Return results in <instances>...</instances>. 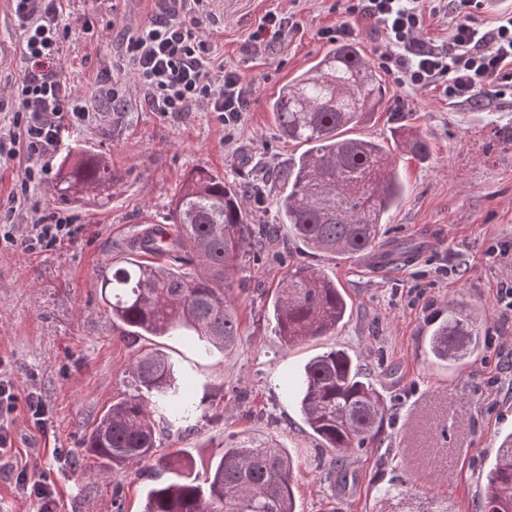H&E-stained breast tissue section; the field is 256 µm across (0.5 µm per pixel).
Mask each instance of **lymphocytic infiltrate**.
I'll list each match as a JSON object with an SVG mask.
<instances>
[{"mask_svg":"<svg viewBox=\"0 0 512 512\" xmlns=\"http://www.w3.org/2000/svg\"><path fill=\"white\" fill-rule=\"evenodd\" d=\"M12 2L30 68L17 91L14 128L0 132V167L26 157L21 180L26 194L48 174L45 158L60 126L84 125L90 110L59 72L70 36L59 0ZM448 2L455 22L443 45L428 44L419 36L425 11H441L437 4L424 7L423 0H336L342 21L320 30L318 38L331 44L349 40L355 35L354 22H366L381 35L379 65L399 89L435 90L452 106L489 104L512 85V12L489 23L479 16L483 0ZM203 14V0H171L163 15L127 33L117 55L153 111L178 114L202 108L219 113L225 125L233 126L248 109L250 86L239 71L219 61L210 41L202 39ZM298 29L293 16L267 12L246 49L254 55L269 53ZM74 233L66 217L51 212L33 222L20 241L27 250L47 251ZM16 402L13 381L0 365V474L15 478L38 512H58L55 488L33 479L28 470H16L4 458L13 446Z\"/></svg>","mask_w":512,"mask_h":512,"instance_id":"1","label":"lymphocytic infiltrate"}]
</instances>
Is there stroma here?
<instances>
[{"label": "stroma", "instance_id": "1", "mask_svg": "<svg viewBox=\"0 0 512 512\" xmlns=\"http://www.w3.org/2000/svg\"><path fill=\"white\" fill-rule=\"evenodd\" d=\"M336 0H208L212 20L201 27L226 66L252 88L240 123L225 128L214 112L153 111L136 87L119 109L97 93L102 69L117 63L127 25L156 14L154 0H67L71 37L60 72L90 106L92 118L65 133L106 155L120 178L112 196L90 202L55 200L54 175L12 215L16 237L40 215L70 216L75 237L41 253L0 245V359L18 398L40 393L49 408L46 433L14 414V451L32 473L55 486L60 512H140L149 486L145 463L101 472L84 439L112 401L132 394V349L113 322L97 285L99 274L124 255L141 228L170 220L172 201L189 172L208 167L234 188L287 166L303 145L280 135L268 103L295 75L328 49L316 33L339 23ZM294 15L299 32L273 53L246 52L249 35L266 12ZM11 0H0V127H9L14 92L28 71ZM382 107L350 129L353 137L391 143L398 125L416 128L431 146L421 161L397 154L408 192L384 226L386 239L421 237L426 248L389 274L360 258L308 249L278 221L274 192L248 201L256 220L275 227L265 256L237 274L231 288L241 340L226 352L203 353L184 337L154 347L184 365L207 413L196 432L159 426L160 452L187 451L196 473L207 470L228 435L274 434L294 461L297 512H322L332 490L322 475L330 461L305 425L293 393L308 360L333 348L349 352L381 391L386 416L380 439L347 460L344 512H376L380 486L394 482L421 502L447 500L452 512H481L482 480L502 438L512 433V359L492 339L512 336L499 312L501 289L512 288V93L489 111L449 105L433 90L399 94L383 76ZM332 278L350 314L328 335L284 344L268 313L289 262ZM455 308L475 320L477 355L460 366L434 364L422 337L434 312Z\"/></svg>", "mask_w": 512, "mask_h": 512}]
</instances>
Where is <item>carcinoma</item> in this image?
<instances>
[{"instance_id": "obj_1", "label": "carcinoma", "mask_w": 512, "mask_h": 512, "mask_svg": "<svg viewBox=\"0 0 512 512\" xmlns=\"http://www.w3.org/2000/svg\"><path fill=\"white\" fill-rule=\"evenodd\" d=\"M385 96L379 74L358 45L338 41L269 103L281 135L306 145L273 182L281 187L276 206L283 223L307 248L349 258L379 251L401 259L424 247L419 238L388 249L381 244L383 224L407 186L383 144L344 135ZM395 146L420 160L431 151L412 129L402 132ZM118 181L106 156L71 148L60 162L54 193L75 202ZM266 244V230L253 222L239 191L219 173L199 167L175 195L172 223L137 232L127 243L132 257L112 262L99 276L103 302L134 349L135 393L112 402L85 448L104 471L132 461L150 463L152 483L141 512H296L292 459L272 435L232 439L202 477L181 451L157 454L156 421L191 430L200 405L187 372L164 351L137 345L147 336H188L208 350L235 346L240 325L228 280L245 269L250 255L265 252ZM272 307L276 331L292 344L335 331L348 304L334 281L297 262L283 273ZM479 343L475 322L451 310L428 329V353L449 364L464 363ZM297 391L305 424L332 454L326 479L335 486L325 512H342L344 463L351 451L374 443L381 433L383 396L342 349L311 358ZM400 495L396 485L378 489L379 501L392 512H448L443 501L414 508ZM482 509L512 512V434L485 475Z\"/></svg>"}]
</instances>
